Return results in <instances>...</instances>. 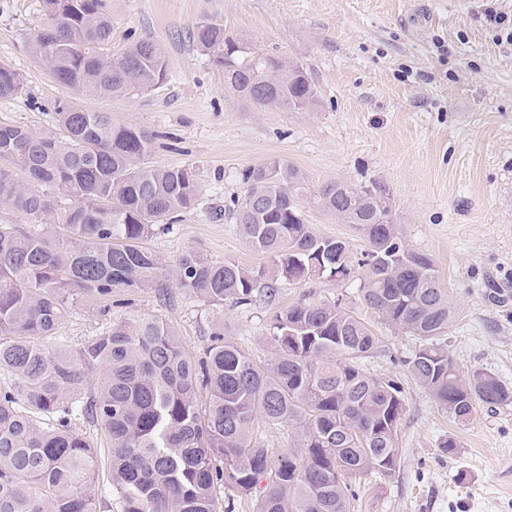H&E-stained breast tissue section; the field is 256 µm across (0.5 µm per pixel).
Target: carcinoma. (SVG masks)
<instances>
[{"mask_svg": "<svg viewBox=\"0 0 512 512\" xmlns=\"http://www.w3.org/2000/svg\"><path fill=\"white\" fill-rule=\"evenodd\" d=\"M49 23L29 49L60 84L94 97L149 91L165 78L161 50L137 41L101 52L112 21L103 0H46ZM193 41L224 70V89L258 109L311 108L317 94L302 64L282 62L216 18L195 23ZM0 64V98L22 88ZM58 130L0 124V209L28 220L0 224V512H101L94 488L98 449L73 429L76 416L107 435L106 479L121 512H233L217 492L256 495L255 512H351L353 480L390 476L400 462L401 386L358 360L380 347L364 319L336 302L301 299L269 322L273 356L255 364L213 333L203 356L187 353L174 325L156 318L108 327L70 354L56 335L74 295L106 306L155 287L159 259L143 241L179 221L198 199L190 167H151L153 135L107 112L55 104ZM228 215L267 263L249 268L198 252L182 256L178 284L214 305L270 300L282 285L352 274L360 302L419 346L408 375L459 423L480 408L512 403V387L481 369L459 370L442 342L456 309L433 260L399 237L386 188L343 181L309 189L285 159L241 173ZM376 192L373 205L365 196ZM343 224L363 225L367 249L317 234L304 198ZM286 425L288 448L273 458L253 427Z\"/></svg>", "mask_w": 512, "mask_h": 512, "instance_id": "cac0c4a2", "label": "carcinoma"}]
</instances>
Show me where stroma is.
Wrapping results in <instances>:
<instances>
[{
  "instance_id": "obj_1",
  "label": "stroma",
  "mask_w": 512,
  "mask_h": 512,
  "mask_svg": "<svg viewBox=\"0 0 512 512\" xmlns=\"http://www.w3.org/2000/svg\"><path fill=\"white\" fill-rule=\"evenodd\" d=\"M109 56L145 40L161 48L164 81L123 98L90 97L59 84L34 58L28 38L46 24L44 0H0V63L23 77L0 99V123L35 131L57 126L56 101L111 113L115 122L156 134L146 163L196 169L200 197L179 222L144 245L163 264L161 286L102 312L75 299L50 349L76 352L107 326L158 317L186 350L203 355L223 330L257 364L273 355L267 325L277 309L303 298L341 301L362 312L354 280L317 279L280 288L274 304L215 306L172 277L197 251L215 261L257 267L237 224L221 211L242 192L243 170L283 158L311 187L376 181L390 198L409 248L429 256L457 316L444 337L462 371L493 373L512 386V41L486 8L512 16V0H105ZM274 56L303 64L315 85L312 109L259 110L224 89V75L191 37L204 17ZM316 233L361 253L366 241L313 205ZM382 343L363 358L372 376L399 381V465L391 476L357 479L354 512H512V405L483 408L460 424L406 378L411 334L375 324ZM458 443L442 454L446 438Z\"/></svg>"
}]
</instances>
